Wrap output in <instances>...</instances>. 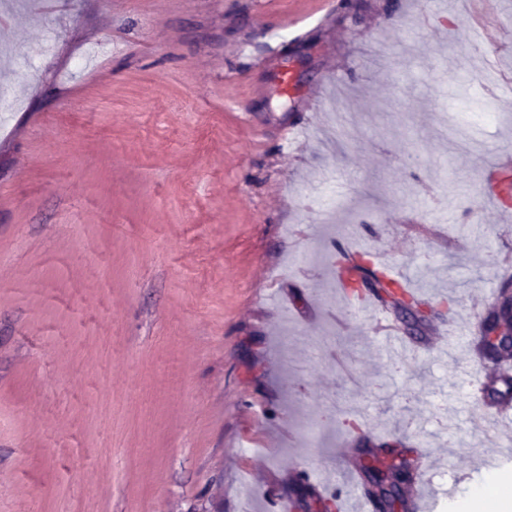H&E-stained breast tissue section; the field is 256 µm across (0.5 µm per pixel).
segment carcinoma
I'll return each mask as SVG.
<instances>
[{
    "mask_svg": "<svg viewBox=\"0 0 512 512\" xmlns=\"http://www.w3.org/2000/svg\"><path fill=\"white\" fill-rule=\"evenodd\" d=\"M334 268L338 286L347 303L353 304L369 297L393 314L412 318L423 327L433 319H453L451 304H433L414 293L406 284L392 278L376 266L369 251L351 253L337 247ZM483 340L487 360L500 365L512 361V277L500 280L493 301L480 316L477 325ZM512 400V377H502L484 388V401L495 405ZM365 463L361 481L365 494L372 500L376 512H405L407 486L413 481L415 468L405 454V443L394 437H372L357 424ZM289 508L315 512H333L340 508V491L329 496L317 494L315 485L306 473L288 485Z\"/></svg>",
    "mask_w": 512,
    "mask_h": 512,
    "instance_id": "1",
    "label": "carcinoma"
}]
</instances>
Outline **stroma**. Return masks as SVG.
Instances as JSON below:
<instances>
[{"label": "stroma", "instance_id": "stroma-1", "mask_svg": "<svg viewBox=\"0 0 512 512\" xmlns=\"http://www.w3.org/2000/svg\"><path fill=\"white\" fill-rule=\"evenodd\" d=\"M362 3L0 0V512H281L286 482L251 470L342 485L354 421L430 450L422 512H512V460L463 470L512 449V422L474 428L490 373L465 358L512 261V198L484 199L512 154V0L485 25L467 0ZM339 245L452 303L400 376Z\"/></svg>", "mask_w": 512, "mask_h": 512}]
</instances>
